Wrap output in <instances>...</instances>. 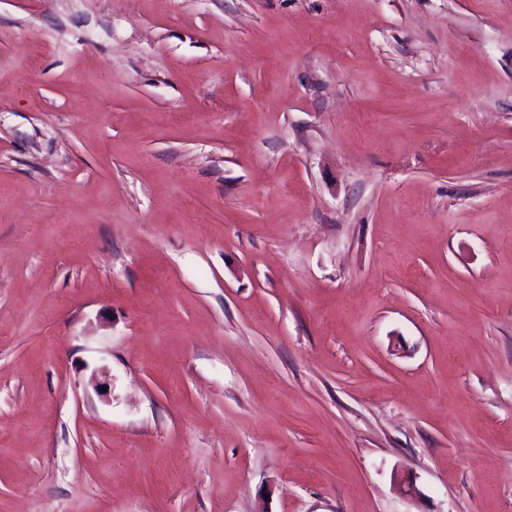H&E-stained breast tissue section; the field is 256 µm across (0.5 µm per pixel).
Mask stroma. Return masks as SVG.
Segmentation results:
<instances>
[{"mask_svg": "<svg viewBox=\"0 0 512 512\" xmlns=\"http://www.w3.org/2000/svg\"><path fill=\"white\" fill-rule=\"evenodd\" d=\"M0 512H512V0H0Z\"/></svg>", "mask_w": 512, "mask_h": 512, "instance_id": "obj_1", "label": "stroma"}]
</instances>
